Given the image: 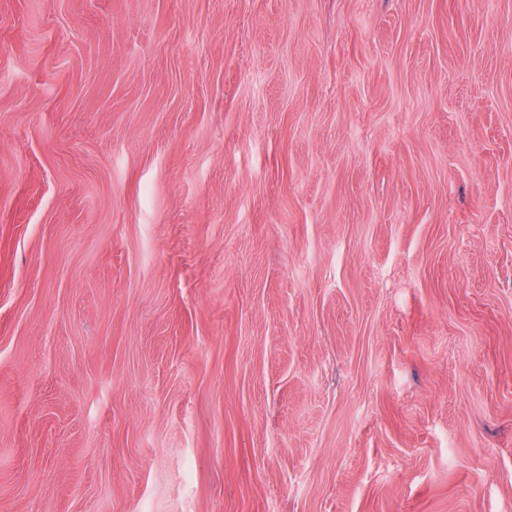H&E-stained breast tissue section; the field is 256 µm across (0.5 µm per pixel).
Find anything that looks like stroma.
I'll list each match as a JSON object with an SVG mask.
<instances>
[{"label":"stroma","instance_id":"obj_1","mask_svg":"<svg viewBox=\"0 0 512 512\" xmlns=\"http://www.w3.org/2000/svg\"><path fill=\"white\" fill-rule=\"evenodd\" d=\"M0 512H512V0H0Z\"/></svg>","mask_w":512,"mask_h":512}]
</instances>
